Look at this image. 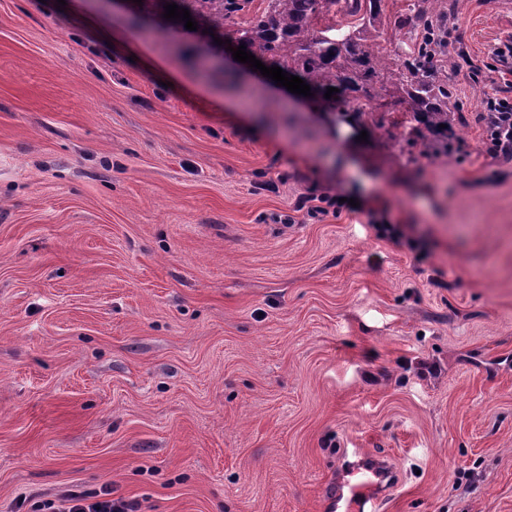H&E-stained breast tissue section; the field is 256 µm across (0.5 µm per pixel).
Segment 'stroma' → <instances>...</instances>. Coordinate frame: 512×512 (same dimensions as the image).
Returning a JSON list of instances; mask_svg holds the SVG:
<instances>
[{"mask_svg":"<svg viewBox=\"0 0 512 512\" xmlns=\"http://www.w3.org/2000/svg\"><path fill=\"white\" fill-rule=\"evenodd\" d=\"M448 29L425 157L401 107L348 124L129 0H0V512H328L367 456L383 512H512V160L478 120L512 0ZM32 512H138V504L123 497L113 498L112 488L90 498L77 490H69L57 500L38 501Z\"/></svg>","mask_w":512,"mask_h":512,"instance_id":"obj_1","label":"stroma"}]
</instances>
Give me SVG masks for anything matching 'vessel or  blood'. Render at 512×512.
<instances>
[{
    "label": "vessel or blood",
    "mask_w": 512,
    "mask_h": 512,
    "mask_svg": "<svg viewBox=\"0 0 512 512\" xmlns=\"http://www.w3.org/2000/svg\"><path fill=\"white\" fill-rule=\"evenodd\" d=\"M364 468L372 474V481L352 487L337 481L332 500L340 512H380L393 487L395 474L389 464L378 457L371 458Z\"/></svg>",
    "instance_id": "vessel-or-blood-1"
}]
</instances>
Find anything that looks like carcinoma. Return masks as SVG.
<instances>
[{
    "label": "carcinoma",
    "mask_w": 512,
    "mask_h": 512,
    "mask_svg": "<svg viewBox=\"0 0 512 512\" xmlns=\"http://www.w3.org/2000/svg\"><path fill=\"white\" fill-rule=\"evenodd\" d=\"M142 0L157 29H162L164 4L190 11L202 29L298 76L311 90L339 89L343 104L358 121H373L386 97L403 105L409 134L419 139L423 152L448 154L453 136V87L458 68L444 54L448 29L445 0H409L398 19L407 29L412 47L396 51L390 61L380 55L383 0ZM355 21L345 25L343 41L327 38L337 14Z\"/></svg>",
    "instance_id": "obj_1"
}]
</instances>
